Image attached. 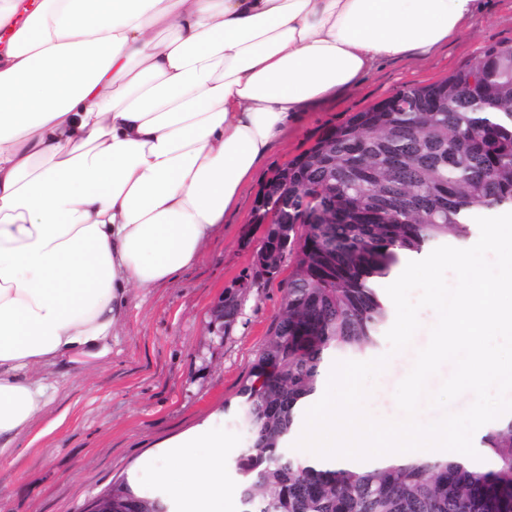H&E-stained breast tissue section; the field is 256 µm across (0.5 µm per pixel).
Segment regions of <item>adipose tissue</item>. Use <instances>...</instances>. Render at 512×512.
<instances>
[{
    "label": "adipose tissue",
    "instance_id": "obj_1",
    "mask_svg": "<svg viewBox=\"0 0 512 512\" xmlns=\"http://www.w3.org/2000/svg\"><path fill=\"white\" fill-rule=\"evenodd\" d=\"M0 0V465L41 368L112 353L130 291L199 256L291 123L482 0ZM168 512H224L210 423L144 457Z\"/></svg>",
    "mask_w": 512,
    "mask_h": 512
}]
</instances>
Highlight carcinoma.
Returning <instances> with one entry per match:
<instances>
[{
	"label": "carcinoma",
	"instance_id": "obj_1",
	"mask_svg": "<svg viewBox=\"0 0 512 512\" xmlns=\"http://www.w3.org/2000/svg\"><path fill=\"white\" fill-rule=\"evenodd\" d=\"M288 194L294 264L240 390L250 435L235 461L243 512H512V420L481 437L497 458L490 470L429 457L320 469L288 448L328 359L375 345L391 316L377 284L400 253L420 256L450 235L466 242L474 216L512 209V45L330 128L288 162ZM329 205L336 223H311ZM112 499L121 512H163L126 481Z\"/></svg>",
	"mask_w": 512,
	"mask_h": 512
}]
</instances>
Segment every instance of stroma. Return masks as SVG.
Instances as JSON below:
<instances>
[{"instance_id":"1","label":"stroma","mask_w":512,"mask_h":512,"mask_svg":"<svg viewBox=\"0 0 512 512\" xmlns=\"http://www.w3.org/2000/svg\"><path fill=\"white\" fill-rule=\"evenodd\" d=\"M499 43H512V0H486L482 13L426 58L384 59L357 86L290 125L254 170L237 207L203 244L199 260L165 285L132 289L125 317L112 331L111 358L88 371L46 369L55 390L40 420L20 436L19 456L0 465V512H86L144 455L205 421L224 434V512H242L234 460L250 440L239 419V390L281 310L293 262L285 257L274 276L253 278L266 230L251 221L260 190L328 128L404 86L443 80ZM245 279L253 286L241 297L238 317L224 335H215L210 308ZM420 319L412 348L393 355L382 339L367 353L391 356L370 397L377 417L400 416L394 391L416 349L427 343L436 314L425 309ZM62 412L65 423L42 435Z\"/></svg>"}]
</instances>
